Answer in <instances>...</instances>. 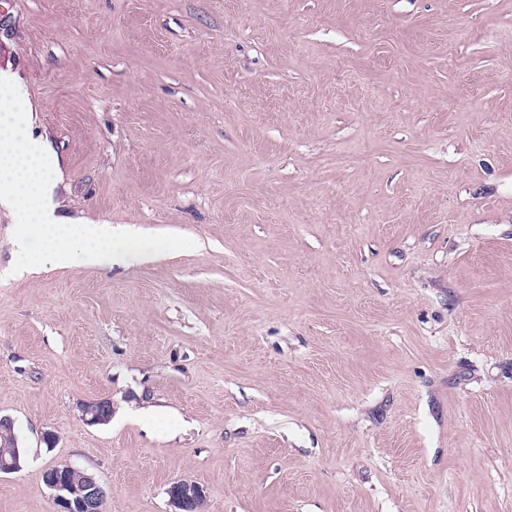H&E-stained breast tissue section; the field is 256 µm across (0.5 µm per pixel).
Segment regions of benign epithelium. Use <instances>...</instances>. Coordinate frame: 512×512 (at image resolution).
Wrapping results in <instances>:
<instances>
[{
  "instance_id": "1",
  "label": "benign epithelium",
  "mask_w": 512,
  "mask_h": 512,
  "mask_svg": "<svg viewBox=\"0 0 512 512\" xmlns=\"http://www.w3.org/2000/svg\"><path fill=\"white\" fill-rule=\"evenodd\" d=\"M112 403L104 400L83 405L82 420L89 425L109 421ZM22 455L14 440V422L8 416H0V473L16 472L21 467ZM77 472L78 479L62 477V473ZM45 485L52 491L57 512H101L107 499L103 484L92 474L69 465L54 466L44 473ZM169 503L174 512H200L204 492L196 483L178 480L168 489Z\"/></svg>"
}]
</instances>
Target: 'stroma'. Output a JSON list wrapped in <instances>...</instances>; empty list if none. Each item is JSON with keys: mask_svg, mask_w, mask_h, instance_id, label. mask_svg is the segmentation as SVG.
I'll use <instances>...</instances> for the list:
<instances>
[{"mask_svg": "<svg viewBox=\"0 0 512 512\" xmlns=\"http://www.w3.org/2000/svg\"><path fill=\"white\" fill-rule=\"evenodd\" d=\"M3 72L58 216L196 246L16 273L0 208V512H512V0H0ZM112 402L98 400L83 405L82 420L89 425L104 424L111 417ZM0 473L16 472L21 467L22 455L14 440V422L8 416H0ZM63 472H77L79 477L77 480L63 478ZM43 479L53 493L57 512L103 511L102 505L108 495L103 484L94 475L63 465L46 470ZM172 512H200L197 507L204 502V492L196 483L188 480L173 482L168 489Z\"/></svg>", "mask_w": 512, "mask_h": 512, "instance_id": "obj_1", "label": "stroma"}]
</instances>
